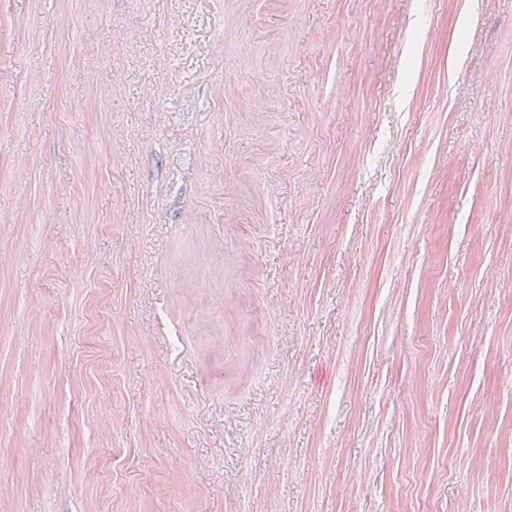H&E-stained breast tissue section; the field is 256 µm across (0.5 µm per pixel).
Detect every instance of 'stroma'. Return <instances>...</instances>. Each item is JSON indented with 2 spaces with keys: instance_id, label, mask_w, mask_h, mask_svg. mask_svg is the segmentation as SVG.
Here are the masks:
<instances>
[{
  "instance_id": "stroma-1",
  "label": "stroma",
  "mask_w": 512,
  "mask_h": 512,
  "mask_svg": "<svg viewBox=\"0 0 512 512\" xmlns=\"http://www.w3.org/2000/svg\"><path fill=\"white\" fill-rule=\"evenodd\" d=\"M0 512H512V0H0Z\"/></svg>"
}]
</instances>
